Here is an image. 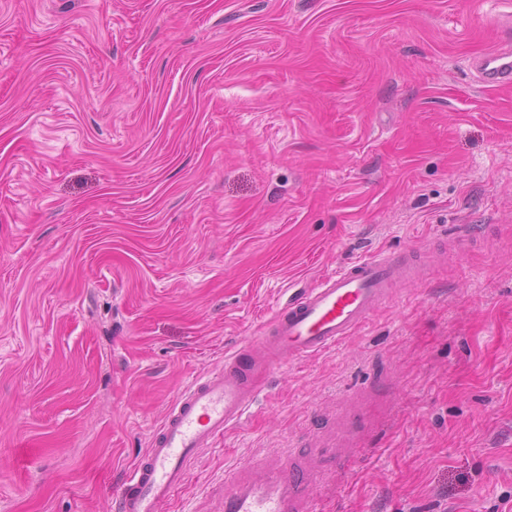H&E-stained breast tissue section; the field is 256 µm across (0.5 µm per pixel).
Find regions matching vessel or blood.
Masks as SVG:
<instances>
[{"label":"vessel or blood","mask_w":512,"mask_h":512,"mask_svg":"<svg viewBox=\"0 0 512 512\" xmlns=\"http://www.w3.org/2000/svg\"><path fill=\"white\" fill-rule=\"evenodd\" d=\"M480 62L481 78L512 85V29ZM417 252L358 258L294 293L278 309L263 336L225 355L223 368L196 380L152 432L115 500V512H161L182 486L192 464L225 432L240 425L268 383L274 365L291 363L335 347L394 298L397 288L423 278ZM319 474L304 458L287 463L256 459L251 471L224 482L223 512H320Z\"/></svg>","instance_id":"vessel-or-blood-1"}]
</instances>
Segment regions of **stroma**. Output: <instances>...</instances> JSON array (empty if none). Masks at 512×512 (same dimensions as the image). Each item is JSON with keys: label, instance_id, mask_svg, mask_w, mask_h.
<instances>
[{"label": "stroma", "instance_id": "obj_1", "mask_svg": "<svg viewBox=\"0 0 512 512\" xmlns=\"http://www.w3.org/2000/svg\"><path fill=\"white\" fill-rule=\"evenodd\" d=\"M512 0H0V512H114L187 386L352 259L425 252L277 367L162 512L299 448L323 512H512ZM361 456L336 459L341 421ZM498 42L502 47L487 53L480 61L481 78L483 82L491 85H512V49L511 28L501 29ZM505 45L508 48H505Z\"/></svg>", "mask_w": 512, "mask_h": 512}]
</instances>
